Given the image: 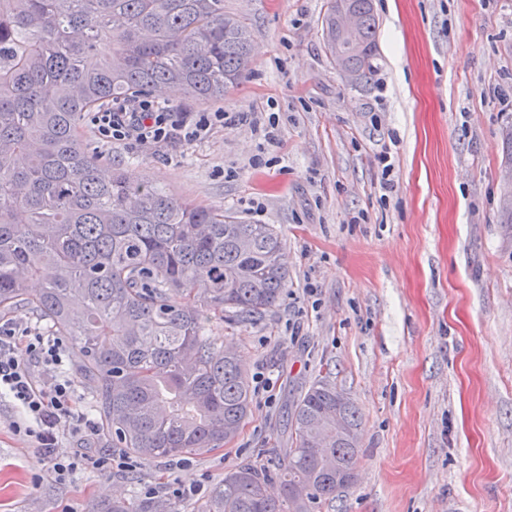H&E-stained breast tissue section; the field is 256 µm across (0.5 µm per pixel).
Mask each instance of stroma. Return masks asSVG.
I'll use <instances>...</instances> for the list:
<instances>
[{
  "label": "stroma",
  "mask_w": 512,
  "mask_h": 512,
  "mask_svg": "<svg viewBox=\"0 0 512 512\" xmlns=\"http://www.w3.org/2000/svg\"><path fill=\"white\" fill-rule=\"evenodd\" d=\"M367 81L337 70L327 0H224L248 23L254 63L208 103L226 111L195 143L131 147L83 132L113 167L174 197L270 224L290 271L276 307L213 338L234 348L252 413L235 441L135 470L47 472L0 400V512H89L112 495L201 481L280 456L288 415L323 376L361 416L356 480L316 512H512V0H373ZM273 126L265 141L255 126ZM390 146L394 188L374 155Z\"/></svg>",
  "instance_id": "1"
}]
</instances>
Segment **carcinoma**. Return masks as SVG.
<instances>
[{
    "mask_svg": "<svg viewBox=\"0 0 512 512\" xmlns=\"http://www.w3.org/2000/svg\"><path fill=\"white\" fill-rule=\"evenodd\" d=\"M345 2L359 27L337 35L328 0L325 43L362 80L378 22L372 0ZM252 62L248 27L224 0H0V312L32 310L68 338L102 434L144 461L238 437L249 381L209 331L273 308L288 268L271 225L129 179L81 139V123L114 98L164 88L220 99ZM359 426L336 384L314 382L294 407L288 456L224 473L194 512H314L353 483ZM336 428L321 454V432ZM90 512L182 510L116 497Z\"/></svg>",
    "mask_w": 512,
    "mask_h": 512,
    "instance_id": "obj_1",
    "label": "carcinoma"
}]
</instances>
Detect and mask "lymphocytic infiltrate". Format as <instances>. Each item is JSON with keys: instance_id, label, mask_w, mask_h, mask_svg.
I'll list each match as a JSON object with an SVG mask.
<instances>
[{"instance_id": "lymphocytic-infiltrate-1", "label": "lymphocytic infiltrate", "mask_w": 512, "mask_h": 512, "mask_svg": "<svg viewBox=\"0 0 512 512\" xmlns=\"http://www.w3.org/2000/svg\"><path fill=\"white\" fill-rule=\"evenodd\" d=\"M224 120L221 112L190 117L149 99L131 106L116 102L91 117L105 142L132 139L143 145L195 142ZM69 362V345L63 337L31 327L16 316L0 318V398H9L14 405L12 431L30 441L61 480L80 470L107 471L116 463L127 466L126 456L97 451L100 424L78 409Z\"/></svg>"}]
</instances>
